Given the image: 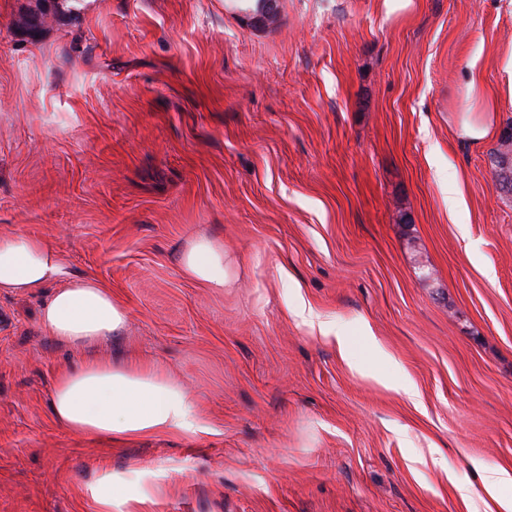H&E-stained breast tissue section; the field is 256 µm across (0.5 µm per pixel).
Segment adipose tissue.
<instances>
[{
    "instance_id": "adipose-tissue-1",
    "label": "adipose tissue",
    "mask_w": 512,
    "mask_h": 512,
    "mask_svg": "<svg viewBox=\"0 0 512 512\" xmlns=\"http://www.w3.org/2000/svg\"><path fill=\"white\" fill-rule=\"evenodd\" d=\"M484 60L474 54L468 64L465 92L478 103L466 112L458 134L472 142L487 139L494 128L500 98L512 100V54L501 61L500 97L487 96ZM182 273L210 288L223 287V242L200 236L179 254ZM48 290L39 324L57 343L91 349L123 332L128 314L98 278L73 274L55 245L29 235L0 237V293L30 294ZM56 422L71 433L112 441L157 433L193 436L205 425L192 394L174 376L134 361L89 357L61 369L51 392Z\"/></svg>"
}]
</instances>
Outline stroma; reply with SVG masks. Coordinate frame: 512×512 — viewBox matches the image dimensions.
<instances>
[{
  "instance_id": "1",
  "label": "stroma",
  "mask_w": 512,
  "mask_h": 512,
  "mask_svg": "<svg viewBox=\"0 0 512 512\" xmlns=\"http://www.w3.org/2000/svg\"><path fill=\"white\" fill-rule=\"evenodd\" d=\"M478 51L496 94L512 0H279L258 23L231 0H0V235L111 288L129 322L98 355L169 370L208 426L72 435L50 395L84 351L39 326L45 293L0 294V512H104L107 470L112 512H489L512 194L497 135L455 134ZM197 236L233 256L224 289L182 274ZM510 137L500 138V149L497 152V169L495 173L496 185L503 192L512 194V124ZM90 490L93 497L104 507L106 512H112V505L125 503L121 493L116 492L114 489L111 471L104 472L90 486Z\"/></svg>"
}]
</instances>
